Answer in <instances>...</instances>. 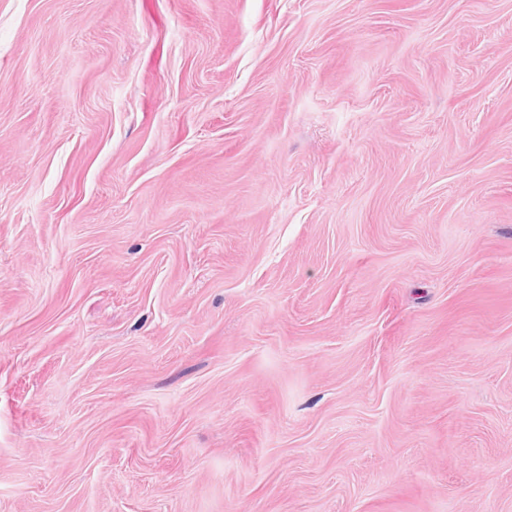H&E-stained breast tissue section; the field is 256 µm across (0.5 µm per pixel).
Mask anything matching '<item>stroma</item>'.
Segmentation results:
<instances>
[{
  "mask_svg": "<svg viewBox=\"0 0 512 512\" xmlns=\"http://www.w3.org/2000/svg\"><path fill=\"white\" fill-rule=\"evenodd\" d=\"M0 512H512V0H0Z\"/></svg>",
  "mask_w": 512,
  "mask_h": 512,
  "instance_id": "35a3bbf8",
  "label": "stroma"
}]
</instances>
